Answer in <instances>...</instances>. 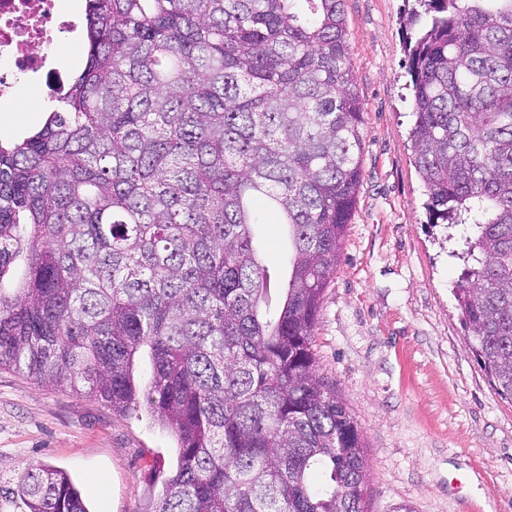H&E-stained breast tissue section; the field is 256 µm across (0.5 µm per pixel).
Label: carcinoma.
<instances>
[{
  "mask_svg": "<svg viewBox=\"0 0 512 512\" xmlns=\"http://www.w3.org/2000/svg\"><path fill=\"white\" fill-rule=\"evenodd\" d=\"M410 140L456 300L512 400V0H418ZM86 54L0 144V369L146 410L153 512H365L367 448L314 329L363 178L344 0H85ZM280 224L288 269L255 226ZM147 353V382L136 375ZM0 512H89L25 470Z\"/></svg>",
  "mask_w": 512,
  "mask_h": 512,
  "instance_id": "obj_1",
  "label": "carcinoma"
}]
</instances>
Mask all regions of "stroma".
<instances>
[{"label":"stroma","mask_w":512,"mask_h":512,"mask_svg":"<svg viewBox=\"0 0 512 512\" xmlns=\"http://www.w3.org/2000/svg\"><path fill=\"white\" fill-rule=\"evenodd\" d=\"M411 0H345L364 104L363 180L315 328L316 371L333 380L368 451L369 512H512V402L461 327L460 264L408 140L413 92L404 19ZM48 67L85 56L84 12ZM170 431L91 396L0 370V475L66 470L89 512H152L173 463Z\"/></svg>","instance_id":"1"}]
</instances>
